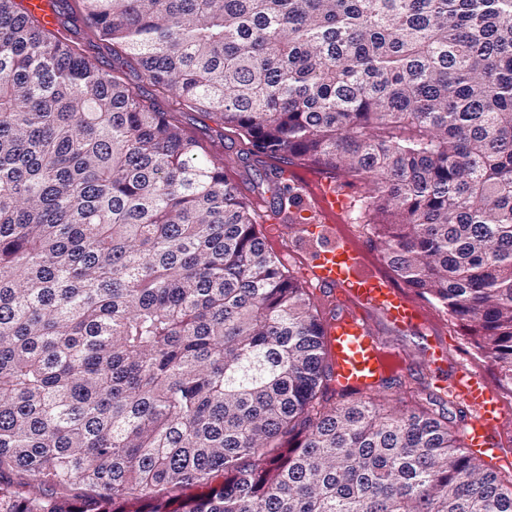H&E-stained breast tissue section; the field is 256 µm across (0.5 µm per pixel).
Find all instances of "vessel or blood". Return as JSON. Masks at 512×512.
<instances>
[{
  "instance_id": "obj_1",
  "label": "vessel or blood",
  "mask_w": 512,
  "mask_h": 512,
  "mask_svg": "<svg viewBox=\"0 0 512 512\" xmlns=\"http://www.w3.org/2000/svg\"><path fill=\"white\" fill-rule=\"evenodd\" d=\"M299 187L306 221L298 225L290 253L300 261V277L325 293L323 341L338 387L369 392L385 378L415 367L441 376L468 412L463 424L466 448L500 455L512 409L484 373L451 359L446 329L431 322L429 310L411 288L395 281L365 240L351 232L347 221L356 205L355 191L328 172L300 181ZM381 319L400 334L420 337L418 359L383 344L377 328Z\"/></svg>"
}]
</instances>
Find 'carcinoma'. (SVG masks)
<instances>
[{
    "instance_id": "cac0c4a2",
    "label": "carcinoma",
    "mask_w": 512,
    "mask_h": 512,
    "mask_svg": "<svg viewBox=\"0 0 512 512\" xmlns=\"http://www.w3.org/2000/svg\"><path fill=\"white\" fill-rule=\"evenodd\" d=\"M67 23L0 0V512H512L448 398L336 390L314 293L179 121L367 188L386 264L512 386V0H75Z\"/></svg>"
}]
</instances>
